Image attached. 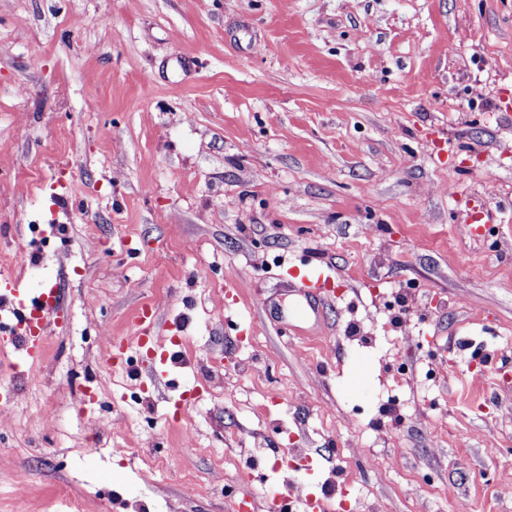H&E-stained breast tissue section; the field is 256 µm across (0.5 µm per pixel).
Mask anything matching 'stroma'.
Listing matches in <instances>:
<instances>
[{"label":"stroma","mask_w":512,"mask_h":512,"mask_svg":"<svg viewBox=\"0 0 512 512\" xmlns=\"http://www.w3.org/2000/svg\"><path fill=\"white\" fill-rule=\"evenodd\" d=\"M1 273L0 512H512V0H0ZM0 284L2 307L11 306L16 325L28 322L27 328L22 332H18L19 327L16 326L15 330L17 332L1 335L0 348L3 349L7 346H15L18 342H21L27 358L35 359L40 357L43 350L45 330L51 322L57 307V289H50L48 293H44L34 300L30 306H25L23 300H16L18 297L17 292L12 287L10 281L3 278L2 275ZM36 308L43 311L40 317L42 321L32 318Z\"/></svg>","instance_id":"1"}]
</instances>
